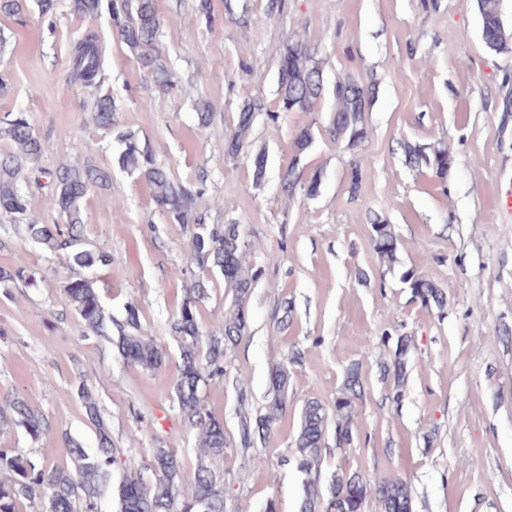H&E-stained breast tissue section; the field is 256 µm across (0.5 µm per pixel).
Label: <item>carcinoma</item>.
Wrapping results in <instances>:
<instances>
[{"label":"carcinoma","mask_w":512,"mask_h":512,"mask_svg":"<svg viewBox=\"0 0 512 512\" xmlns=\"http://www.w3.org/2000/svg\"><path fill=\"white\" fill-rule=\"evenodd\" d=\"M481 26L490 31L486 49L495 54L512 52V28L508 27L500 8V0H476ZM73 11L82 16H96L108 11L112 27L121 42L136 58L154 85L168 90L174 74L157 41L160 18L156 0H72ZM283 0H267L265 15L238 17L241 24H258L283 12ZM279 59L288 63L278 77L279 106L284 112H314L325 95L322 62L317 47L300 35L283 44ZM104 63L98 36L89 31L75 45L70 59V83L94 92L91 121L110 130L114 125L115 104L112 97L100 92L104 82ZM372 85L350 75L336 80L333 90L334 109L327 132L332 139L344 140L350 148L358 147L366 137L364 112ZM265 110L263 100L247 97L238 112L234 132L225 142V153L234 157L241 153L249 138L256 115ZM0 140L9 150L0 154V214L25 227L27 238L48 249L70 266L93 268L112 265V255L82 248L85 226L84 201L93 188H106L112 181V170L90 162L60 165L55 169L41 166L48 145L35 134L22 113L7 114L0 119ZM117 140L124 145L118 165L138 174L149 186L154 205L176 224L192 226L189 257L197 269L185 285V296L177 316L170 324L171 335L180 348L177 377L172 384L181 418L197 442V461L191 492L180 493L184 463L176 450L158 440L150 465L153 480L147 482L139 466L128 464L117 487L120 512H224V477L212 462L224 457L228 441L224 422L209 408L203 391L209 382L224 372V356L242 340L247 330L245 304L260 271L247 262V245L242 225L207 224L197 202L200 189L174 179L167 168L155 162L147 146L140 144L130 132H120ZM309 127L299 128L293 137L294 159L280 174L283 194L318 186V176L304 179L298 169L299 157L312 144ZM408 165L420 162L444 171L451 163L448 148L440 146L429 156L420 146L403 144ZM46 180L48 202L64 218L62 224H42L29 211L22 183L28 179ZM371 243L381 262L392 266L397 262L398 243L391 225L375 215L370 219ZM233 260V273L224 281V293L230 296L224 307L220 327L204 333L198 319L200 305L209 298L212 275L227 258ZM412 298L425 307L439 311L448 303L447 295L431 281L404 275ZM64 295L75 311L85 333L114 346L130 364L155 371L163 367L165 355L154 337L144 332L139 310L128 307L122 321L106 315L96 281L87 277L68 280ZM294 308L283 299L275 308L276 324L288 330ZM411 337L400 336L390 363L383 374L393 382L392 398H397L407 375ZM290 375L288 366L277 364L270 370L273 396L264 410L252 413L246 408V392H241L239 409L240 447L246 452L259 441L271 436L286 410ZM77 394L86 417L96 426L97 448L90 452L73 438L67 440L69 464L51 465L13 448H0V512H20L28 505L30 512H48L49 502L59 501L73 507L71 512H98V500L111 480L116 462L112 438L104 423L93 391L80 380ZM364 383L359 367L351 365L345 372L333 407L319 400L307 401L300 413L295 438L294 461L304 475L299 512H362L366 500L375 497L381 512H413L409 482L399 477L367 478L359 470L345 469L332 476L327 486L320 482V461L329 435L353 434L356 403L363 398ZM19 428L36 440L48 432L42 415L19 396L0 400V431Z\"/></svg>","instance_id":"1"}]
</instances>
